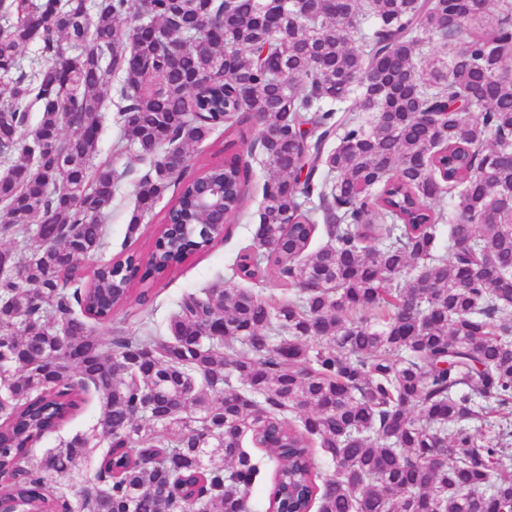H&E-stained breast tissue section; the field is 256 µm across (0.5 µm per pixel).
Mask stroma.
<instances>
[{"instance_id":"stroma-1","label":"stroma","mask_w":512,"mask_h":512,"mask_svg":"<svg viewBox=\"0 0 512 512\" xmlns=\"http://www.w3.org/2000/svg\"><path fill=\"white\" fill-rule=\"evenodd\" d=\"M118 103L117 90H110L101 112L98 157L102 160H111L118 180L112 210L103 219L107 226L103 244L97 254L82 262L85 272L88 273L110 263L112 259L127 254L148 257L154 248L161 220L170 202L169 197L160 198L152 210L143 214L136 232H129V221L136 206L137 186L143 177L150 173L151 163L141 158L134 150L121 154L114 153L113 147L121 135ZM248 162L252 193L236 224L232 225L229 236L219 240L208 253L190 257L165 278L156 282L151 289L147 306H140L133 300L128 301L114 313L110 322L96 324L98 336L107 341L116 330L132 331L144 323L161 331L166 330L185 295L203 288L229 285V267L239 251L254 244L259 224L266 172L260 153L249 155ZM100 413L101 403L98 397L93 393L88 394L86 403L75 419L61 434L51 435L37 445L33 450L34 455L39 457L57 448L61 439L70 438L78 433H90Z\"/></svg>"}]
</instances>
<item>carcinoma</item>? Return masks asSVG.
Returning a JSON list of instances; mask_svg holds the SVG:
<instances>
[{
    "label": "carcinoma",
    "mask_w": 512,
    "mask_h": 512,
    "mask_svg": "<svg viewBox=\"0 0 512 512\" xmlns=\"http://www.w3.org/2000/svg\"><path fill=\"white\" fill-rule=\"evenodd\" d=\"M499 2L493 17L487 0H13L0 12V235L18 242L0 251V502L72 503L48 479L102 445L112 478L74 492L83 512H249L261 473L249 434L276 460L270 509L512 512L500 416L512 404V0ZM110 77L124 102L114 151L153 161L130 224L176 173L165 221L187 228L175 241L161 228L144 269L127 256L85 282L116 187L111 162L93 163ZM219 115L224 160L186 174L185 147ZM254 123L270 131L257 141L267 179L258 240L233 276L274 268L297 292L190 293L167 335L102 341L91 321L135 279L213 245L192 209L200 182L231 186L224 225L238 219L250 167L234 147ZM321 224L328 241L312 252ZM209 321L223 335H204ZM90 390L92 433L33 456ZM315 443L334 475L314 471Z\"/></svg>",
    "instance_id": "carcinoma-1"
}]
</instances>
